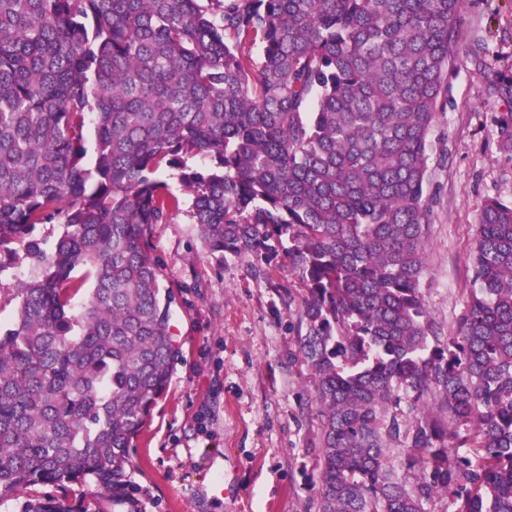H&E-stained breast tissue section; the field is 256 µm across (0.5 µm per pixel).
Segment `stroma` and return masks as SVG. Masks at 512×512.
<instances>
[{
  "label": "stroma",
  "mask_w": 512,
  "mask_h": 512,
  "mask_svg": "<svg viewBox=\"0 0 512 512\" xmlns=\"http://www.w3.org/2000/svg\"><path fill=\"white\" fill-rule=\"evenodd\" d=\"M461 16L491 67L459 53L429 136L421 292L443 338L455 333L469 298L482 205L512 201V156L500 150L495 123L512 107L494 93L497 73L512 71V0H464ZM151 241L175 296L177 356L164 398L134 440L138 512H318L321 418L299 355L304 282L282 266L255 278L249 255L216 262L183 211L154 225ZM53 496L79 512H112L111 496H89L79 484L28 487L0 502V512Z\"/></svg>",
  "instance_id": "stroma-1"
}]
</instances>
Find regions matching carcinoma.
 <instances>
[{
  "label": "carcinoma",
  "mask_w": 512,
  "mask_h": 512,
  "mask_svg": "<svg viewBox=\"0 0 512 512\" xmlns=\"http://www.w3.org/2000/svg\"><path fill=\"white\" fill-rule=\"evenodd\" d=\"M461 3L0 0V276L27 270L0 329V502L79 483L138 512L130 448L176 357L151 246L181 211L173 171L209 257L251 254L259 277L280 260L308 289L319 512L436 495L512 512V202L481 208L455 335L435 334L420 290ZM496 125L512 155V111ZM393 442L421 470L411 488Z\"/></svg>",
  "instance_id": "cac0c4a2"
}]
</instances>
